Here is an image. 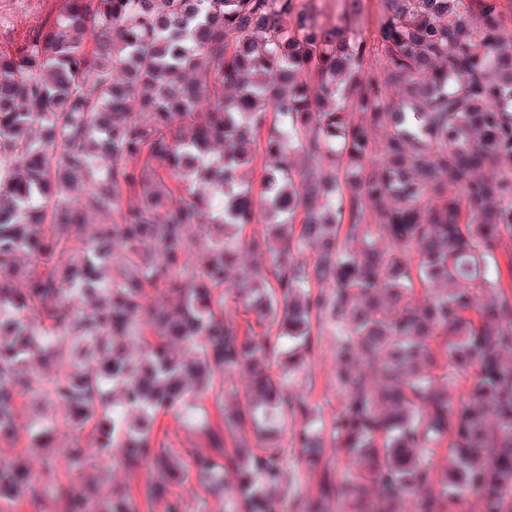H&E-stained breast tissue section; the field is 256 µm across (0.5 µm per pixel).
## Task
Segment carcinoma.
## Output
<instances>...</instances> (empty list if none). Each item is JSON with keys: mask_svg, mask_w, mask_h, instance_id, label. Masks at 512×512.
Masks as SVG:
<instances>
[{"mask_svg": "<svg viewBox=\"0 0 512 512\" xmlns=\"http://www.w3.org/2000/svg\"><path fill=\"white\" fill-rule=\"evenodd\" d=\"M307 2L55 0L19 35L0 17V443L39 392L77 432L67 468L147 467L150 512H181L191 481L224 494L226 468L243 512H274L266 426L299 416L304 512H512V0H381L371 42L362 0L329 26ZM90 213L108 220L83 240ZM193 226L219 232L199 263ZM243 245L265 261L231 281ZM327 331L344 401L317 425L289 385ZM450 367L456 398L433 374ZM235 374L247 402L228 410ZM161 413L208 451L154 438ZM45 493L137 512L129 489L92 510L52 458L37 477L0 462V512Z\"/></svg>", "mask_w": 512, "mask_h": 512, "instance_id": "carcinoma-1", "label": "carcinoma"}]
</instances>
